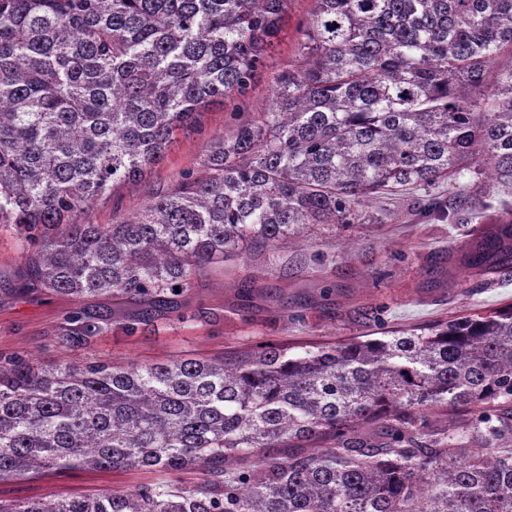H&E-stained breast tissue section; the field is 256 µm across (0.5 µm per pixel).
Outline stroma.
I'll list each match as a JSON object with an SVG mask.
<instances>
[{
	"instance_id": "35a3bbf8",
	"label": "stroma",
	"mask_w": 512,
	"mask_h": 512,
	"mask_svg": "<svg viewBox=\"0 0 512 512\" xmlns=\"http://www.w3.org/2000/svg\"><path fill=\"white\" fill-rule=\"evenodd\" d=\"M314 0H291L279 42L264 61L261 77L247 95H231L205 108L193 134L179 136L164 161L141 181L116 187L95 207V223L132 216L152 191L198 168L206 144L229 133L272 100L280 71L299 60L298 44ZM430 193L368 198L361 208L367 220L347 226L321 225L294 238L260 268L242 266L223 274L203 272L188 307L177 320L164 314L138 326L98 336L87 346L62 353L47 346L73 300L44 291L17 290L22 251L10 231H0V350L21 351L33 362L59 359L141 364L171 357L213 359L224 352L274 343L295 348L376 332L378 326L406 329L451 319L478 308L512 303V269L483 274L459 258L489 226L492 215L512 211V186L475 187L465 171L436 188L448 209L464 208L468 223L423 209ZM256 276L251 298L240 296L242 279ZM149 470H77L38 474L23 481H0V499L43 502L91 496L108 488L152 481Z\"/></svg>"
}]
</instances>
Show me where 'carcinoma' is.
I'll return each mask as SVG.
<instances>
[{
    "label": "carcinoma",
    "instance_id": "cac0c4a2",
    "mask_svg": "<svg viewBox=\"0 0 512 512\" xmlns=\"http://www.w3.org/2000/svg\"><path fill=\"white\" fill-rule=\"evenodd\" d=\"M289 0H0V230L23 289L123 300L132 333L200 271L358 224L367 197L464 170L512 183V0H315L273 101L117 224L98 201L161 164L212 100L251 87ZM474 268L512 265V219ZM81 308L62 351L112 330ZM464 409L440 428V408ZM512 304L299 353L49 367L0 351V481L154 480L0 512H512ZM200 478L185 485L182 475Z\"/></svg>",
    "mask_w": 512,
    "mask_h": 512
}]
</instances>
